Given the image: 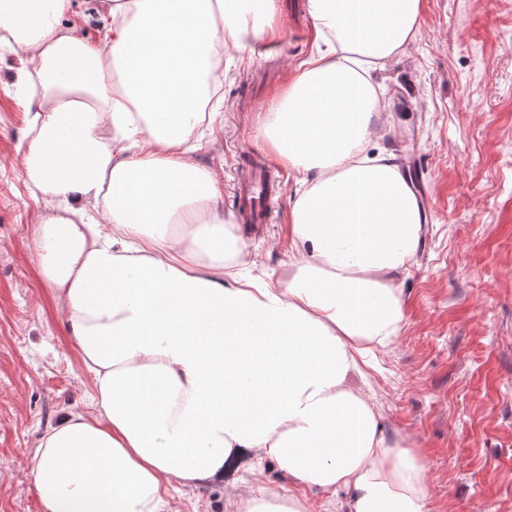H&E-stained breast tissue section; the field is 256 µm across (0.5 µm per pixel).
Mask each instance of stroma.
I'll use <instances>...</instances> for the list:
<instances>
[{
  "instance_id": "stroma-1",
  "label": "stroma",
  "mask_w": 512,
  "mask_h": 512,
  "mask_svg": "<svg viewBox=\"0 0 512 512\" xmlns=\"http://www.w3.org/2000/svg\"><path fill=\"white\" fill-rule=\"evenodd\" d=\"M272 50L224 55V119L197 161L223 177L219 208L237 216L250 166L278 181L268 219L244 224L242 271L285 278L297 187L259 127L302 64L323 49L308 0H275ZM22 58L0 47V512H42L32 451L46 426L88 410L93 381L44 288L29 229L44 210L22 177L28 115L12 87ZM389 105L370 152L407 167L428 211L401 273L403 327L365 366L389 438L425 464L431 512H512V0H422L414 39L376 74ZM272 466L229 468L220 484L174 486L176 512H230L232 487L288 486Z\"/></svg>"
}]
</instances>
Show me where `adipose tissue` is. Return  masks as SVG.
Segmentation results:
<instances>
[{
	"instance_id": "obj_1",
	"label": "adipose tissue",
	"mask_w": 512,
	"mask_h": 512,
	"mask_svg": "<svg viewBox=\"0 0 512 512\" xmlns=\"http://www.w3.org/2000/svg\"><path fill=\"white\" fill-rule=\"evenodd\" d=\"M340 58L308 60L259 135L298 177L286 281L224 274L247 245L193 158L214 125L224 50L277 38L274 0H100L105 47L64 24L72 0H0V44L29 119L25 184L48 212L35 259L94 392L33 450L44 512H173L172 485L224 477L243 455L333 494L337 512H430L424 465L387 439L358 384L403 323L396 277L424 215L392 153L366 148L375 70L413 39L421 0H309ZM233 512H308L280 488Z\"/></svg>"
}]
</instances>
